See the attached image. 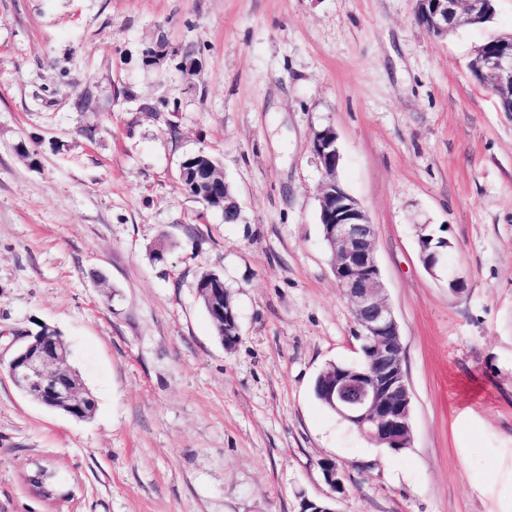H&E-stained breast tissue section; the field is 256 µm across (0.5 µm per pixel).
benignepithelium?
<instances>
[{"label":"benign epithelium","instance_id":"7a95c632","mask_svg":"<svg viewBox=\"0 0 512 512\" xmlns=\"http://www.w3.org/2000/svg\"><path fill=\"white\" fill-rule=\"evenodd\" d=\"M489 0H416V16L429 33L448 35V19L460 24L478 21ZM476 80L500 96L512 97V51L483 53L473 67ZM313 149L326 179L318 188L320 224L332 251L338 286L349 298L360 328L363 364L359 368L332 367L324 371L317 389L328 397L344 419L377 444L401 450L411 444V395L404 369L400 326L383 297V282L375 255V227L360 203L336 179L340 153L336 132L325 129ZM191 192L201 202H215L222 210H238L221 171L205 166L193 175ZM432 236L419 234L420 258L431 273L442 269L445 253L431 247ZM216 322L224 325V344L239 337L237 317L229 293L218 282L199 289ZM50 331L29 339L10 357L7 373L31 400L77 419L89 417L94 399L84 392L68 365L61 340L49 344ZM326 483L345 491L344 475L336 464L322 463Z\"/></svg>","mask_w":512,"mask_h":512}]
</instances>
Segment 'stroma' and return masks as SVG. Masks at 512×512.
Here are the masks:
<instances>
[{"instance_id":"stroma-1","label":"stroma","mask_w":512,"mask_h":512,"mask_svg":"<svg viewBox=\"0 0 512 512\" xmlns=\"http://www.w3.org/2000/svg\"><path fill=\"white\" fill-rule=\"evenodd\" d=\"M509 34L512 0L445 37L415 0H0V512H512V112L469 69ZM327 128L406 348L399 452L314 393L361 345L319 220ZM201 151L237 223L182 189ZM44 328L90 418L10 380ZM431 240V235L419 234L420 258L424 267L432 274H436V271L442 269L445 253L443 250L433 249ZM216 274L217 273L214 272L204 273L198 280L197 288H199V296L206 302L209 311L213 314L214 320L219 323V328H222L224 323V335L222 336H224V344L227 347H230L236 343V340L239 337L237 317L230 295L225 288H222V285L219 282H213L206 288H202V283L206 280L221 277L219 274ZM209 311L207 310L210 318L212 319ZM214 320L212 319L213 323Z\"/></svg>"}]
</instances>
